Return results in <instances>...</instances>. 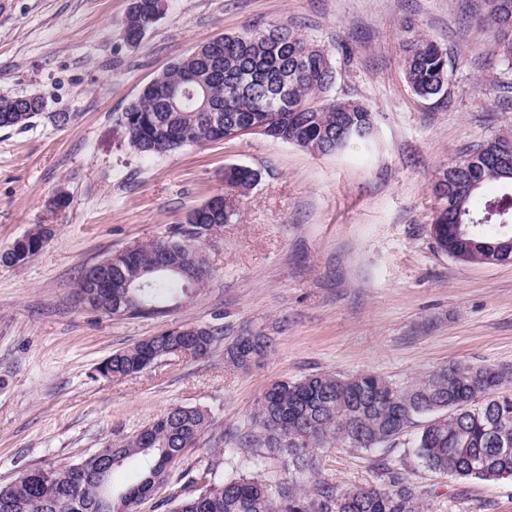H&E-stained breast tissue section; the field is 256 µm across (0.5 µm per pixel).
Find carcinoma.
Here are the masks:
<instances>
[{
  "mask_svg": "<svg viewBox=\"0 0 512 512\" xmlns=\"http://www.w3.org/2000/svg\"><path fill=\"white\" fill-rule=\"evenodd\" d=\"M167 0H130L125 39L138 45L164 14ZM478 22L494 32L492 55L512 62V0H480ZM402 66L413 92L424 99L445 92L448 54L418 32L405 42ZM336 66L323 48L292 28L273 25L224 35L195 48L143 85L114 118L123 140L143 157L164 155L191 145L216 143L228 130L255 126L260 134L317 155H334L356 142L373 122L358 101L332 96ZM36 93L0 95V129H22L43 114ZM512 148V131L483 142L437 177L447 186V204L429 225L436 248L466 265L512 262V212L493 213L469 183L496 181L512 188L496 157ZM257 173L246 166L224 171V182L247 191ZM229 192L191 209L184 223L165 236L105 258L110 277L104 289L115 317H159L201 288L198 263L211 229L238 216ZM41 233L0 248V264L20 267L41 249ZM197 325L165 330L118 350L99 366L102 376L140 373L167 351L192 339ZM221 330L198 336L197 357L210 353ZM271 349L270 337L245 331L224 346V364L246 371ZM506 372L493 365L450 363L405 387L379 374L351 378L312 374L271 384L257 402L247 426L232 431L231 447L219 450L231 463H250L248 473L218 474L211 462L198 469L187 495L160 502L167 512H425L408 474L382 467L380 487L344 488L316 478L324 448L372 450L396 444L419 426L413 448L423 464L460 479L512 478V393L500 387ZM210 424L199 407L173 405L133 435L109 442L95 453L61 466L31 467L0 485V512H137L138 505L167 483L171 468L195 447ZM284 471L306 473L311 484L273 480L266 460ZM132 465L135 483L118 489L115 470Z\"/></svg>",
  "mask_w": 512,
  "mask_h": 512,
  "instance_id": "cac0c4a2",
  "label": "carcinoma"
}]
</instances>
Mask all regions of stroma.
I'll list each match as a JSON object with an SVG mask.
<instances>
[{"label":"stroma","mask_w":512,"mask_h":512,"mask_svg":"<svg viewBox=\"0 0 512 512\" xmlns=\"http://www.w3.org/2000/svg\"><path fill=\"white\" fill-rule=\"evenodd\" d=\"M130 0H0V94L41 95L45 114L0 130V247L38 224L52 236L21 267L0 265V484L20 470L72 463L152 422L200 407L212 425L138 512L188 486L267 386L328 372L377 373L398 386L448 362L512 374V263L464 265L437 251L433 185L463 152L512 129V67L466 0H168L140 44L124 35ZM289 25L333 54V94L372 112L375 135L315 156L246 135L151 159L114 125L139 89L198 45L247 27ZM450 57L444 96L415 95L402 67L406 28ZM73 116L68 125L58 113ZM232 165L260 180L240 215L204 245L211 276L163 318L108 317L74 300L82 269L145 244L224 191ZM71 205L52 210L57 191ZM183 324L220 329L201 359L167 356L141 373L103 377L113 351ZM271 336L246 372L224 365L241 330ZM415 430L391 448H327L319 474L381 483L404 468L430 512H512V478H452L415 456Z\"/></svg>","instance_id":"35a3bbf8"}]
</instances>
